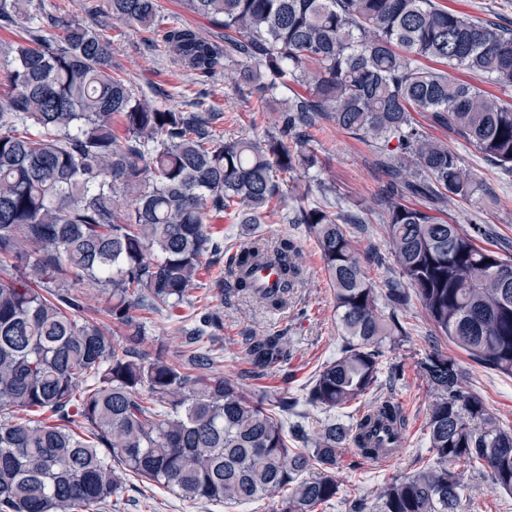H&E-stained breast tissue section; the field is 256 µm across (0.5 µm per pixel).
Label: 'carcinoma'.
Segmentation results:
<instances>
[{
    "label": "carcinoma",
    "mask_w": 512,
    "mask_h": 512,
    "mask_svg": "<svg viewBox=\"0 0 512 512\" xmlns=\"http://www.w3.org/2000/svg\"><path fill=\"white\" fill-rule=\"evenodd\" d=\"M106 2L112 20L161 30L165 53L201 78L236 57L258 100L292 94L278 134L223 141L219 113L137 97L93 26L42 0H0V28L22 30L0 45V512H97L131 477L201 503L268 498L274 512H318L336 499L347 451L353 465L405 452L406 413L377 386L386 343L407 336L399 312L412 301L435 335L512 376V280L500 275L512 259L477 244L489 235L482 210L440 217L482 185L417 120L512 172V102L457 76L512 88V26L436 0H184L224 28L221 45L178 19L160 24L158 0ZM321 124L373 144L388 178L370 213L403 282L384 293L346 228L369 217L342 206L335 183L317 180V201L299 181L324 168L306 132ZM289 202L291 223L319 248L345 336L305 403L327 412L369 398L348 420L311 431L287 421L298 401L217 374L211 350L175 360L153 348L137 315L172 317L190 304L204 258L224 255L210 214L262 224ZM263 266L277 268L275 287L251 278ZM224 274L225 292L268 310L303 282L286 236H251ZM85 288L105 296L112 327L83 317ZM181 322L193 344L224 329L208 306ZM244 356L263 371L287 359V340L252 336ZM419 369L435 392L430 457L349 512H460V464L512 495V428L466 390L447 352L430 350Z\"/></svg>",
    "instance_id": "1"
}]
</instances>
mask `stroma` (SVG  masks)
Instances as JSON below:
<instances>
[{"instance_id":"obj_1","label":"stroma","mask_w":512,"mask_h":512,"mask_svg":"<svg viewBox=\"0 0 512 512\" xmlns=\"http://www.w3.org/2000/svg\"><path fill=\"white\" fill-rule=\"evenodd\" d=\"M44 3L64 12L69 21L90 23L104 31L111 42L112 64L129 81L136 95L170 100L172 106L183 111L206 109L220 113L214 129L226 140L277 132L280 98L260 104L246 84H225V75L239 71V63H227L225 74L204 83L155 49L151 31L113 23L111 13L104 7L105 0H44ZM314 136L326 155L325 178L333 180L346 194L352 211L368 214L384 186V177L374 165L372 148L329 126L320 127ZM455 149L466 167L480 176L486 189L481 207L489 225L496 230L495 238L487 240V247L503 249L512 256V174L487 164L465 143H457ZM210 229L223 237L225 247L232 249L245 244L257 232L271 237L287 234L296 242L304 280L286 308L267 311L251 299L222 296L218 285L224 277V265L220 262L206 264L197 295L224 312L223 331L215 339L202 341L217 358L218 374L241 379L253 390L304 397L316 369L335 357L344 342L336 299L328 286L316 244L304 225L285 223L275 217L258 226L215 217L210 221ZM348 230L364 270L377 288L382 290L398 281L400 272L386 255L382 225L375 221L352 224ZM400 319L407 335L401 343L386 345L385 351L388 361L403 371V379L392 394L403 403L408 414L407 449L403 456L384 466L371 463L340 470L336 475L337 498L319 512H345V501L372 497L384 482L410 475L415 458L429 455L426 412L434 393L422 377L418 363L436 339L418 304L407 306ZM266 333L287 336L288 359L279 367L257 373L244 357L245 342L248 337ZM447 352L456 357L465 371L467 390L481 398L488 412L501 424L512 427V376L476 364L455 347H448ZM463 484L461 512H512V497L496 491L489 479L467 471L463 474ZM272 507L268 499L242 505L202 504L141 483L127 485L117 505L119 512H271Z\"/></svg>"}]
</instances>
